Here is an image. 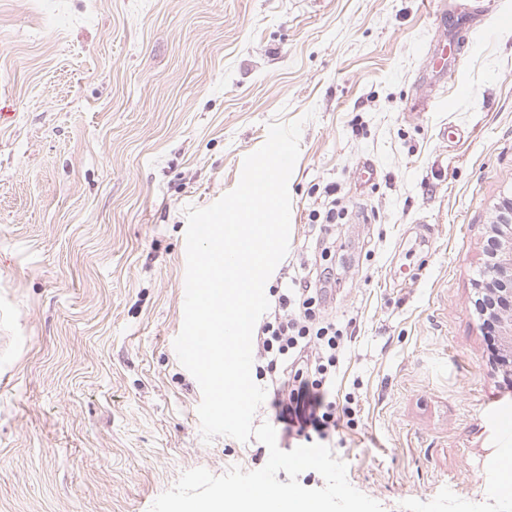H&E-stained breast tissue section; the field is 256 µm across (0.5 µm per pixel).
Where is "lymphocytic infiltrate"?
<instances>
[{
	"mask_svg": "<svg viewBox=\"0 0 512 512\" xmlns=\"http://www.w3.org/2000/svg\"><path fill=\"white\" fill-rule=\"evenodd\" d=\"M335 280L334 268L324 265L314 276L293 277L255 337L256 377L267 382L273 421L287 441L328 444L356 424L351 397L336 392L345 336L325 309Z\"/></svg>",
	"mask_w": 512,
	"mask_h": 512,
	"instance_id": "1",
	"label": "lymphocytic infiltrate"
}]
</instances>
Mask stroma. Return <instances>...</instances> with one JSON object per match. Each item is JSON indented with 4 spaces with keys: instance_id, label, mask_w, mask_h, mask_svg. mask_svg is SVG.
I'll return each mask as SVG.
<instances>
[{
    "instance_id": "1",
    "label": "stroma",
    "mask_w": 512,
    "mask_h": 512,
    "mask_svg": "<svg viewBox=\"0 0 512 512\" xmlns=\"http://www.w3.org/2000/svg\"><path fill=\"white\" fill-rule=\"evenodd\" d=\"M453 2L0 0V512H149L188 470L266 464L258 440L204 442L173 348L185 209L298 119L267 287L335 240L336 388L360 412L333 454L384 512H487L512 386L471 302L512 196V0Z\"/></svg>"
}]
</instances>
